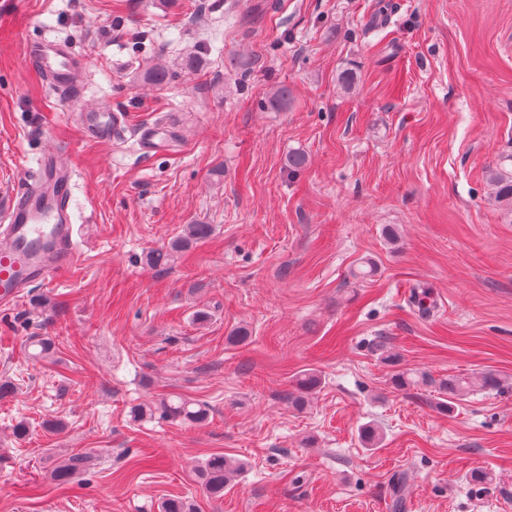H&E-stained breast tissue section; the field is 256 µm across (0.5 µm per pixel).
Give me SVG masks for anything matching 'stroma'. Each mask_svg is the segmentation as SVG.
<instances>
[{"instance_id":"35a3bbf8","label":"stroma","mask_w":512,"mask_h":512,"mask_svg":"<svg viewBox=\"0 0 512 512\" xmlns=\"http://www.w3.org/2000/svg\"><path fill=\"white\" fill-rule=\"evenodd\" d=\"M391 2L380 26L375 0H0V204L70 152L86 241L0 306V512H160L173 495L195 512H512V215L486 184L512 167V0ZM45 36L88 57L77 95L27 60ZM156 66L167 84L143 80ZM102 101L125 116L109 142L73 117ZM160 125L170 147L143 153ZM189 224L213 232L147 263ZM400 370L502 387L444 409ZM306 371L321 384L298 408ZM165 395L208 420L129 417ZM83 451L93 469L51 480ZM217 452L244 464L220 499L195 475Z\"/></svg>"}]
</instances>
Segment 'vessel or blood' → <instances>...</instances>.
<instances>
[{
  "label": "vessel or blood",
  "mask_w": 512,
  "mask_h": 512,
  "mask_svg": "<svg viewBox=\"0 0 512 512\" xmlns=\"http://www.w3.org/2000/svg\"><path fill=\"white\" fill-rule=\"evenodd\" d=\"M27 56L58 93L72 94L87 65L64 40L28 44ZM86 138L112 139L124 117L109 110H82L76 115ZM73 166L69 153L43 157L35 183L0 205V304L19 302L26 288L49 280L78 260L71 211Z\"/></svg>",
  "instance_id": "vessel-or-blood-1"
}]
</instances>
